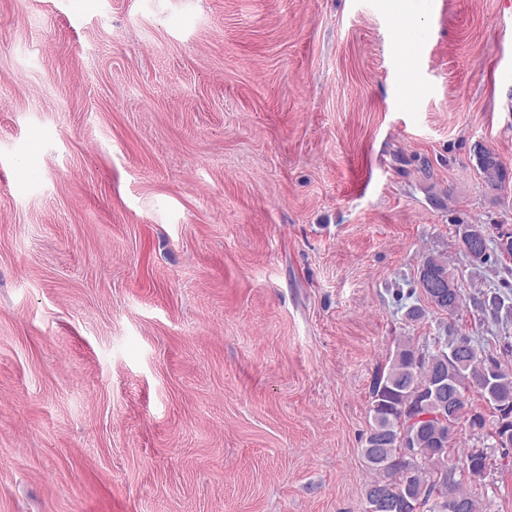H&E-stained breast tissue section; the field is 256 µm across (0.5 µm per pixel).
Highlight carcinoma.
I'll return each mask as SVG.
<instances>
[{"label": "carcinoma", "instance_id": "obj_1", "mask_svg": "<svg viewBox=\"0 0 512 512\" xmlns=\"http://www.w3.org/2000/svg\"><path fill=\"white\" fill-rule=\"evenodd\" d=\"M476 166L489 189L498 191L507 177V169L495 151L478 143L473 149ZM444 369L451 371L456 382L443 394L456 406L453 417L439 413L436 395L430 390L431 376ZM488 403L492 415L473 406L470 396ZM369 417L372 424L365 438L362 455L367 467L382 474V479L368 485L365 495L379 491L391 499V478L396 488L408 487L406 512H442L441 484L448 475V490L461 501L464 512H491L492 500L484 495L460 492L463 481L488 487L491 458L500 452L499 469L512 467V372L501 362L480 352L471 337L434 336L420 345L412 336H398L385 363L377 366L370 390ZM408 431L409 450L421 465L408 470L397 467L394 460L402 448L373 446L376 434L398 436ZM467 436L472 446L458 448V440Z\"/></svg>", "mask_w": 512, "mask_h": 512}]
</instances>
